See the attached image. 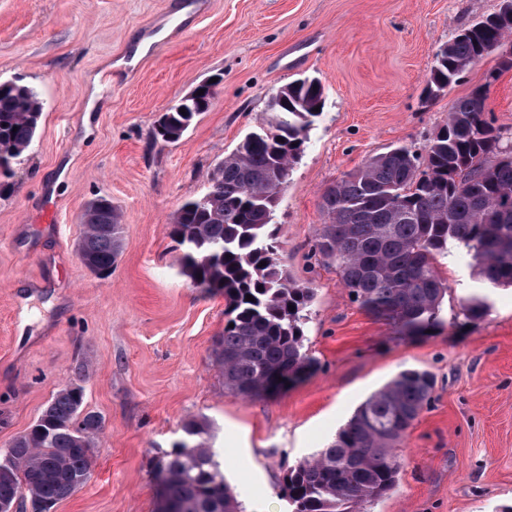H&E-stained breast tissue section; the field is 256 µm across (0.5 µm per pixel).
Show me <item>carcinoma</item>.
<instances>
[{
    "label": "carcinoma",
    "mask_w": 512,
    "mask_h": 512,
    "mask_svg": "<svg viewBox=\"0 0 512 512\" xmlns=\"http://www.w3.org/2000/svg\"><path fill=\"white\" fill-rule=\"evenodd\" d=\"M511 36L512 17L499 11L462 29L436 51L427 98L444 95L491 54L498 69H512ZM288 87V104L219 161L206 192L182 203L167 225L181 248L180 272L202 294L224 296V334L214 357L224 386L243 399L279 393L317 368L304 333L314 288L295 281L281 263L272 220L319 116L314 108L324 106V87L298 79ZM487 97L486 85L475 87L451 104L423 148L403 144L371 156L322 196L325 221L314 255L338 271L360 309L400 334L441 324L450 286L436 262L452 247L471 257L483 289L512 287V130L486 118ZM214 98L215 84H198L160 114L155 140L179 141ZM44 108L33 88L0 83V170L31 146ZM86 217L80 252L91 272L108 275L123 246L119 212L101 196ZM488 311L480 291L462 299L460 314L469 322ZM85 378L81 365L13 440L12 455H0V509L10 512L25 493L33 512H43L87 481L104 421L83 412ZM434 386L429 372L406 370L369 396L328 447L288 469L289 512H362L393 491L402 467L398 449ZM181 431L173 449L155 457L159 498L176 512H242L210 444V423L189 418Z\"/></svg>",
    "instance_id": "cac0c4a2"
}]
</instances>
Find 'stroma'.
<instances>
[{"label":"stroma","mask_w":512,"mask_h":512,"mask_svg":"<svg viewBox=\"0 0 512 512\" xmlns=\"http://www.w3.org/2000/svg\"><path fill=\"white\" fill-rule=\"evenodd\" d=\"M169 0H0V81L33 87L45 109L32 146L0 182V448L23 434L86 364L85 410L100 415L86 483L53 512H157L152 460L184 419L214 429L220 469L243 512H288L289 467L331 442L373 392L405 369L435 377L409 428L396 488L366 512H502L512 505V288L487 317L456 320L476 288L453 252L442 323L405 336L350 301L311 245L325 187L370 156L423 147L452 102L485 82L496 56L439 99L423 91L437 49L500 0H208L185 30L136 47ZM318 78L325 105L275 211L279 257L315 297L305 325L317 369L268 397L224 387L215 339L224 299L201 296L166 226L207 174L264 122L271 92ZM218 94L173 144L157 117L200 81ZM111 198L124 225L110 276L91 274L81 217Z\"/></svg>","instance_id":"stroma-1"}]
</instances>
